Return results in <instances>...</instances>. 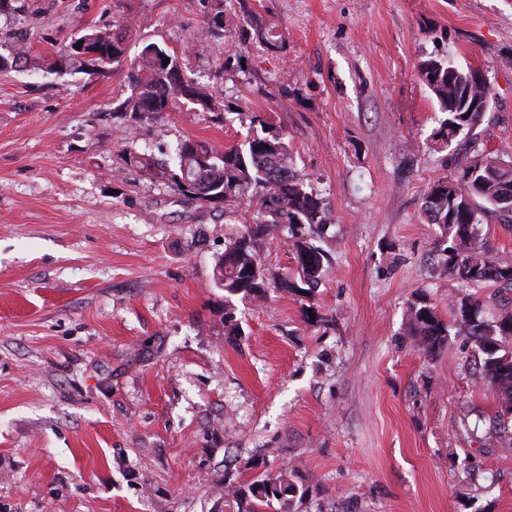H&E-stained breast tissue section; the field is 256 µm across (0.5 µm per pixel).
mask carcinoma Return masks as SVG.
Segmentation results:
<instances>
[{"instance_id": "carcinoma-1", "label": "carcinoma", "mask_w": 512, "mask_h": 512, "mask_svg": "<svg viewBox=\"0 0 512 512\" xmlns=\"http://www.w3.org/2000/svg\"><path fill=\"white\" fill-rule=\"evenodd\" d=\"M207 24L217 33L224 30L223 0H213ZM253 33L272 48L284 46L274 27L255 26L249 19L241 28V39ZM82 38L98 45L94 58L70 46L71 61L82 72L94 75L122 64L123 38L112 28L93 29ZM476 75L471 68L461 69L448 62L422 63L421 76L446 114L434 137L446 145L461 134L470 138L465 152L458 154V179L433 182L424 194L422 215L426 223L439 228L445 245L442 252L447 254L444 265L458 280L477 286L492 281L512 288V262L488 256L478 230L482 216L475 199L512 213L508 195L512 192V164H501V157L489 156L476 146L474 131L485 116L479 108L490 105L489 84L479 82ZM131 84L134 93L118 111L133 119L143 111L168 112L181 98L197 105L199 112H214L219 106L205 88L184 77L178 58L156 42L143 45ZM174 160V167L168 166L166 171L187 200L209 203L210 195L215 194L223 203L248 193L257 208L254 223L236 226L224 234V255L213 268L215 287L255 299L265 296L268 278L260 256L261 244L271 229L283 226L291 233L297 277L307 291L317 288L326 256L298 229L306 224L310 233H315L329 223L328 210L318 194L307 190L305 178L294 169L281 137L256 133L245 143L224 150L188 139L178 146ZM482 307L470 295L462 298L457 325L482 354L477 377L496 394V418L503 421L512 413V331H507L512 326V311H502L488 321L482 317ZM409 321L418 347L427 354L434 353L449 336V325L429 305L411 306ZM298 493V486L282 470L275 477L258 476L246 485L224 484L217 510L296 512Z\"/></svg>"}]
</instances>
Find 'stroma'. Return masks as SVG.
<instances>
[{
  "mask_svg": "<svg viewBox=\"0 0 512 512\" xmlns=\"http://www.w3.org/2000/svg\"><path fill=\"white\" fill-rule=\"evenodd\" d=\"M286 47L240 42L246 18ZM123 25L125 60L80 72L69 45ZM175 54L225 108L115 116L144 43ZM0 512H213L225 482L296 469L297 512H512V451L496 403L450 333L425 354L410 306L454 323L512 292L439 272L430 183L456 178L463 138L420 75L446 58L480 71V149L512 154V0H0ZM280 135L329 223L318 288H277L296 261L276 229L265 300L212 282L228 225L254 206L184 202L158 166L191 139ZM233 323H225V315ZM240 335H233L232 326Z\"/></svg>",
  "mask_w": 512,
  "mask_h": 512,
  "instance_id": "obj_1",
  "label": "stroma"
}]
</instances>
